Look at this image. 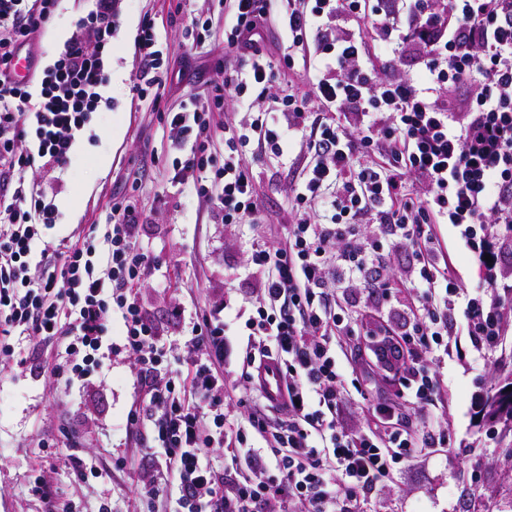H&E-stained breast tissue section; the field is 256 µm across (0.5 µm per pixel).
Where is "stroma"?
Instances as JSON below:
<instances>
[{
    "instance_id": "obj_1",
    "label": "stroma",
    "mask_w": 512,
    "mask_h": 512,
    "mask_svg": "<svg viewBox=\"0 0 512 512\" xmlns=\"http://www.w3.org/2000/svg\"><path fill=\"white\" fill-rule=\"evenodd\" d=\"M92 0H60L52 26L39 46L41 65L52 64ZM225 0H119L112 37L109 80L102 90L110 106L93 113L78 138L68 166L59 171L55 203L60 224L47 237L78 239L89 230L106 231L113 199L133 196L141 218L140 239L151 257L137 290L140 305L165 323L163 343L170 356L185 359V328L168 321L174 307L194 313L201 306L234 300L242 316L259 293L261 273L250 261L254 242L270 238L271 229L291 223L288 198L307 152L296 138L283 156L246 153L244 162L261 204L257 224H228L222 212L198 202L172 183L178 152L170 142L160 110H177L197 100L211 111L214 127L247 120L249 113L280 105L287 94H307L311 81L302 67L287 68L284 35L265 36L261 48L274 62L267 90L247 99L214 106L215 83L247 68V60L224 50ZM153 18L168 80L161 105L134 100L131 79L138 65L135 38L140 22ZM206 27L203 48L190 50L192 28ZM436 234L455 268L458 281L471 288L483 281V269L464 247L459 230L440 224ZM369 278L383 279L387 292L354 287L340 302L354 335L345 337L343 356L354 370L367 404H353L344 414L350 427L376 423L371 406L395 399L405 372L397 360L379 362L365 351L377 347L368 331L412 318L417 303L407 288L410 267L404 252H393L374 265ZM504 316L498 348L479 357L474 337L457 331L441 368V390L432 409L450 438L447 447L427 448L385 487L366 492L357 512H512V454L495 433L480 424L486 393L501 367L512 363V293L501 298ZM132 358L118 354L106 379L64 388L34 375L29 366H13L0 376V512H174L176 503H158L142 494L154 469L132 448L119 423L138 397ZM82 462L77 476L74 462ZM42 478L49 498L33 495Z\"/></svg>"
}]
</instances>
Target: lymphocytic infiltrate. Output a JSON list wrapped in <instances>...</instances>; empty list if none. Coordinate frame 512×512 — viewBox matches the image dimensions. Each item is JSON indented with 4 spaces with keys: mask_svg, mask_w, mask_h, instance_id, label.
Segmentation results:
<instances>
[{
    "mask_svg": "<svg viewBox=\"0 0 512 512\" xmlns=\"http://www.w3.org/2000/svg\"><path fill=\"white\" fill-rule=\"evenodd\" d=\"M58 0H0V336L22 330L50 346L39 366L65 385L88 380L112 364L106 333L112 313L124 330L135 382L145 391L124 422L142 457L163 456L166 471L145 485L147 495L177 490L180 512H264L278 503L292 512H343L357 498L409 466L419 440L436 430L429 408L440 391L439 364L448 353L455 307L480 354L500 343L501 281L496 262L483 260L477 288L459 286L441 264L438 224L462 226L465 241L512 224V0H299L274 10L271 0H231L224 45L250 63L218 85L216 102L267 86L273 65L261 51L266 32L287 33L295 49L311 52V92L283 99L278 110L250 113L225 125L224 158L209 150L210 125L198 107L166 115L174 148L173 178L197 199L221 208L224 221L256 219L260 206L242 153H283L297 136L308 155L294 188L293 224L284 238L254 245L263 272L260 296L245 322L246 344L227 335L223 315L196 311L189 360L164 364L162 330L142 309L134 289L150 264L139 241L140 213L126 198L111 208L112 229L62 249L44 245L57 224L54 200L26 185L31 167L55 169L71 160L74 142L102 103L116 24L115 0L75 22L54 63L35 68L34 81L16 79L19 56L36 57L35 40L55 18ZM366 20L367 44L345 18ZM139 66L132 94L159 95L166 81L155 23L137 33ZM417 57L419 80L380 76L371 55ZM35 137L36 148L19 140ZM379 163L370 165L369 155ZM424 185L406 187L407 177ZM376 222L388 249H406L410 286L419 302L409 331L410 378L401 402L421 414L415 428L382 435L344 426L353 395L337 360L353 327L337 312L342 286L365 284L374 258L353 238L357 224ZM348 262L340 275L336 257ZM38 259L39 276L29 273ZM281 368V418L253 411L227 418L225 372L237 368L257 385L265 360ZM224 451L216 479L213 449Z\"/></svg>",
    "mask_w": 512,
    "mask_h": 512,
    "instance_id": "f902f5d3",
    "label": "lymphocytic infiltrate"
}]
</instances>
